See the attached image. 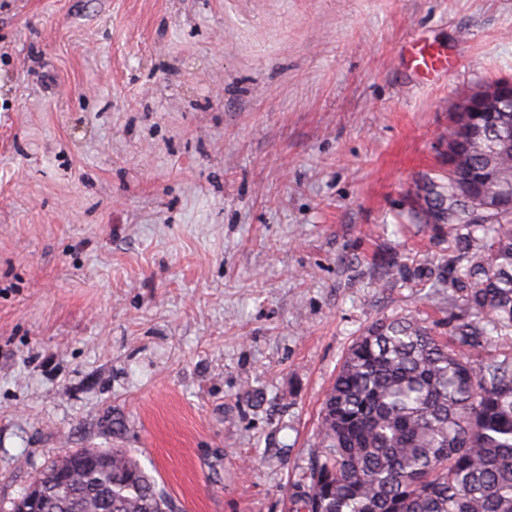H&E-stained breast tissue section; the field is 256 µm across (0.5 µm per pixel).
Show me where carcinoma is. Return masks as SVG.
Instances as JSON below:
<instances>
[{"instance_id":"obj_1","label":"carcinoma","mask_w":512,"mask_h":512,"mask_svg":"<svg viewBox=\"0 0 512 512\" xmlns=\"http://www.w3.org/2000/svg\"><path fill=\"white\" fill-rule=\"evenodd\" d=\"M467 119L483 141L464 166L424 185L419 222L467 230L461 240L473 260L451 287L471 319L455 326L454 348L405 317L376 322L354 341L289 512H512V357L483 355L486 326L512 336V191L488 212L480 237L459 204L467 195L480 205L483 178L512 170V112L456 115L449 143H465ZM33 485L40 512H174L127 448H77Z\"/></svg>"}]
</instances>
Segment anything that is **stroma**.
<instances>
[{
	"instance_id": "35a3bbf8",
	"label": "stroma",
	"mask_w": 512,
	"mask_h": 512,
	"mask_svg": "<svg viewBox=\"0 0 512 512\" xmlns=\"http://www.w3.org/2000/svg\"><path fill=\"white\" fill-rule=\"evenodd\" d=\"M509 77L512 0H0V512L75 448L288 512L353 342L469 319L460 227L412 215ZM420 41L421 38H417L410 42L411 44H416L415 47L410 45L411 49H413L411 53V67L416 73H446L453 67L454 59L452 57L431 44L420 43L417 45Z\"/></svg>"
}]
</instances>
